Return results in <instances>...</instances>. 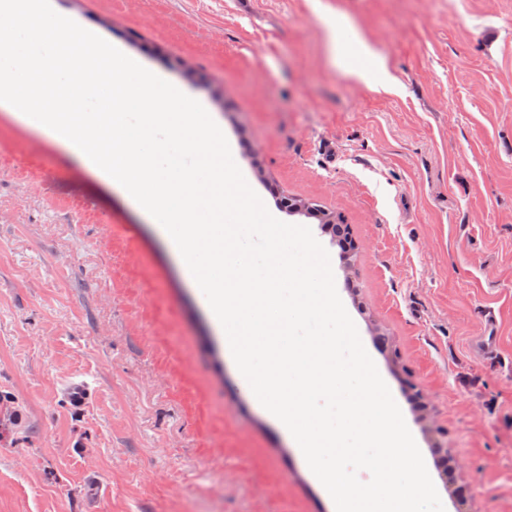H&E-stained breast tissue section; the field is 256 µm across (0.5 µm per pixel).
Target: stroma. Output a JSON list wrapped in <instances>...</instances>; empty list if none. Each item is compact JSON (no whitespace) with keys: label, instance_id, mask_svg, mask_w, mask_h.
Segmentation results:
<instances>
[{"label":"stroma","instance_id":"stroma-1","mask_svg":"<svg viewBox=\"0 0 512 512\" xmlns=\"http://www.w3.org/2000/svg\"><path fill=\"white\" fill-rule=\"evenodd\" d=\"M322 2L392 90L332 64L312 0H50L199 100L308 225L445 512H512V0ZM278 190L341 213L357 268ZM0 512H332L154 225L1 110Z\"/></svg>","mask_w":512,"mask_h":512}]
</instances>
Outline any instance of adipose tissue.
I'll return each instance as SVG.
<instances>
[{
	"label": "adipose tissue",
	"instance_id": "obj_1",
	"mask_svg": "<svg viewBox=\"0 0 512 512\" xmlns=\"http://www.w3.org/2000/svg\"><path fill=\"white\" fill-rule=\"evenodd\" d=\"M331 58L343 73L356 77L370 90L385 86L386 78L380 77L379 57L364 41H351L352 26L348 19L326 17Z\"/></svg>",
	"mask_w": 512,
	"mask_h": 512
}]
</instances>
